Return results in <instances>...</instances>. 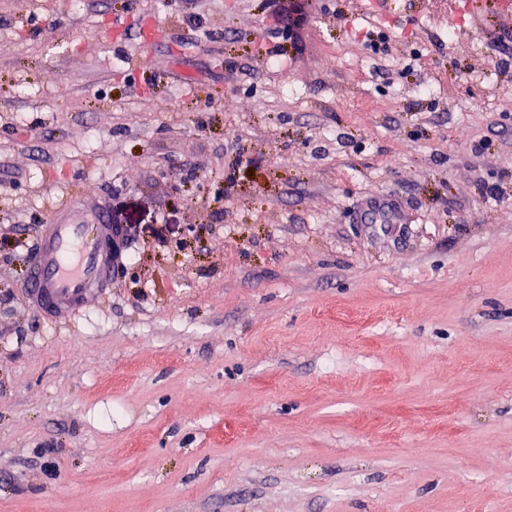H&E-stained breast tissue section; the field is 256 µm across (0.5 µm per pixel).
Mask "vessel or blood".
<instances>
[{"instance_id":"1","label":"vessel or blood","mask_w":512,"mask_h":512,"mask_svg":"<svg viewBox=\"0 0 512 512\" xmlns=\"http://www.w3.org/2000/svg\"><path fill=\"white\" fill-rule=\"evenodd\" d=\"M114 226L108 206L79 197L42 225L27 280L34 307L68 317L112 285Z\"/></svg>"}]
</instances>
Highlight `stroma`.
<instances>
[{
	"mask_svg": "<svg viewBox=\"0 0 512 512\" xmlns=\"http://www.w3.org/2000/svg\"><path fill=\"white\" fill-rule=\"evenodd\" d=\"M271 2L0 0V512H512V22L323 0L288 71ZM82 193L128 264L57 322ZM114 224L104 202L79 197L41 225L27 280L34 307L66 318L111 288Z\"/></svg>",
	"mask_w": 512,
	"mask_h": 512,
	"instance_id": "obj_1",
	"label": "stroma"
}]
</instances>
